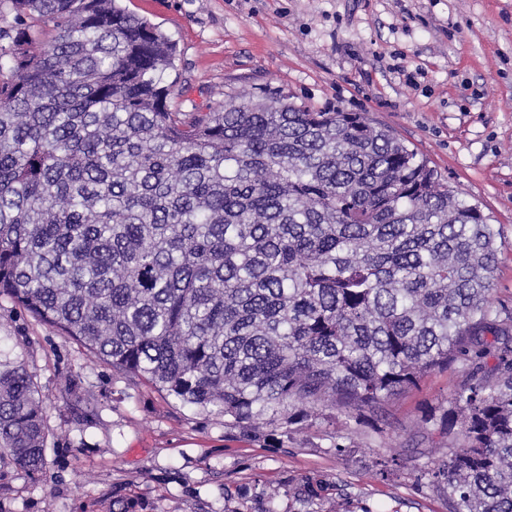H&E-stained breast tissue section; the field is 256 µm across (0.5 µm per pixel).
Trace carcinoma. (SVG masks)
I'll use <instances>...</instances> for the list:
<instances>
[{
  "mask_svg": "<svg viewBox=\"0 0 512 512\" xmlns=\"http://www.w3.org/2000/svg\"><path fill=\"white\" fill-rule=\"evenodd\" d=\"M0 4V295L251 438L384 418L460 365L458 446L427 474L450 512H512V311L479 204L359 112L172 107L176 42L118 0ZM46 440L36 376L0 363V459L41 474Z\"/></svg>",
  "mask_w": 512,
  "mask_h": 512,
  "instance_id": "obj_1",
  "label": "carcinoma"
}]
</instances>
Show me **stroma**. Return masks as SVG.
<instances>
[{"instance_id":"35a3bbf8","label":"stroma","mask_w":512,"mask_h":512,"mask_svg":"<svg viewBox=\"0 0 512 512\" xmlns=\"http://www.w3.org/2000/svg\"><path fill=\"white\" fill-rule=\"evenodd\" d=\"M121 4L177 42L182 111L264 89L393 128L498 224L491 299L512 308V0ZM0 361L37 377L49 461L39 475L0 462V512H110L116 490L137 512H304L285 488L305 476L335 486L340 512H449L421 472L448 456L439 418L459 367L392 399L386 418L325 412L254 439L113 372L4 295Z\"/></svg>"}]
</instances>
